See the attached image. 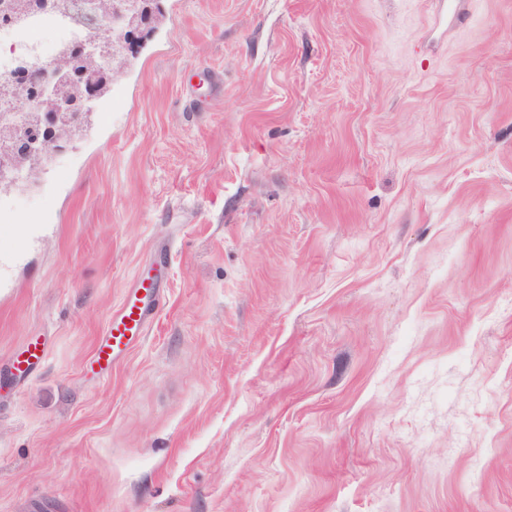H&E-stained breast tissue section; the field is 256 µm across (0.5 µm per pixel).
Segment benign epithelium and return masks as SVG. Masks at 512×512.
I'll use <instances>...</instances> for the list:
<instances>
[{
	"label": "benign epithelium",
	"instance_id": "benign-epithelium-1",
	"mask_svg": "<svg viewBox=\"0 0 512 512\" xmlns=\"http://www.w3.org/2000/svg\"><path fill=\"white\" fill-rule=\"evenodd\" d=\"M13 13L30 15L46 9L47 0H9ZM80 12L91 21L83 43L69 59L54 63L44 72L33 94L22 79L0 89L4 102L15 111L38 115L52 125L51 140L44 154L54 155L63 143H71V124L81 113L91 111L101 85L118 78L122 64L132 56L156 18L155 0H79ZM0 171L17 172L25 178L38 173L28 153L0 154Z\"/></svg>",
	"mask_w": 512,
	"mask_h": 512
}]
</instances>
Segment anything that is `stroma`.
I'll use <instances>...</instances> for the list:
<instances>
[{"mask_svg": "<svg viewBox=\"0 0 512 512\" xmlns=\"http://www.w3.org/2000/svg\"><path fill=\"white\" fill-rule=\"evenodd\" d=\"M446 3L160 0L0 211V512H512V0ZM26 258V251L21 249L0 255V294L9 293L15 288L14 271L21 266ZM146 292L143 297L124 299L112 314V319L103 338L99 340L92 354V361L97 365L105 367L112 366L116 362V352L127 349L134 337H141L149 327L153 319L154 311L151 309V301L144 299L151 298L152 292L158 300L161 297V288L153 284L144 283L135 286Z\"/></svg>", "mask_w": 512, "mask_h": 512, "instance_id": "35a3bbf8", "label": "stroma"}]
</instances>
